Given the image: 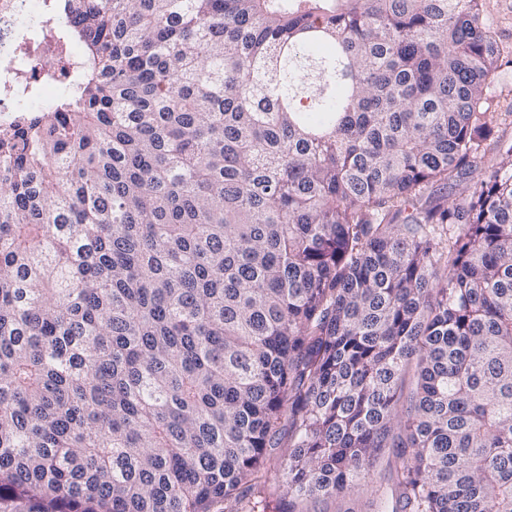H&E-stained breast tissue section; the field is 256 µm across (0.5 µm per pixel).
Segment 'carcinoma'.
Masks as SVG:
<instances>
[{"instance_id":"obj_1","label":"carcinoma","mask_w":512,"mask_h":512,"mask_svg":"<svg viewBox=\"0 0 512 512\" xmlns=\"http://www.w3.org/2000/svg\"><path fill=\"white\" fill-rule=\"evenodd\" d=\"M49 7L82 52L0 127V512H268L278 449L285 512H512L481 0ZM371 500L365 497L337 498L304 505L302 510L306 512H374L376 506H372Z\"/></svg>"}]
</instances>
